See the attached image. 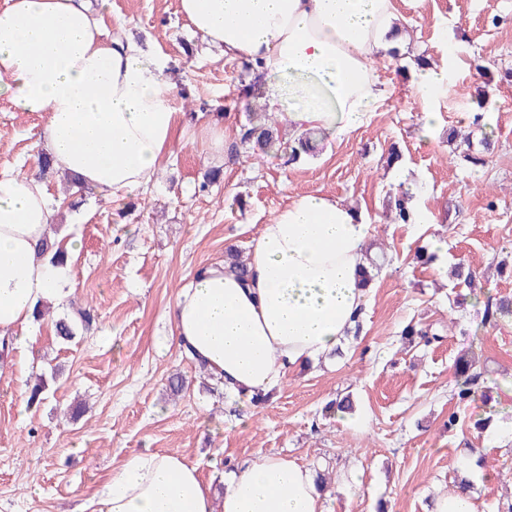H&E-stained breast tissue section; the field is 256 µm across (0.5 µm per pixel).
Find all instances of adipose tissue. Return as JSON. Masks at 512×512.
I'll list each match as a JSON object with an SVG mask.
<instances>
[{
  "instance_id": "1",
  "label": "adipose tissue",
  "mask_w": 512,
  "mask_h": 512,
  "mask_svg": "<svg viewBox=\"0 0 512 512\" xmlns=\"http://www.w3.org/2000/svg\"><path fill=\"white\" fill-rule=\"evenodd\" d=\"M194 32L253 64L268 112L302 134L362 126L385 88L376 60L404 19L396 0H179ZM169 62L136 42L106 41L88 0H7L0 8V96L43 119L56 169L119 199L153 183L185 113L171 104ZM292 108H284V101ZM60 203L22 169L0 171V338L28 343L42 306L61 300L68 267L39 245ZM368 224L340 199L296 196L261 226L239 277L206 267L176 294L172 341L247 404L288 372L331 358L366 307L359 283ZM92 512H326L316 473L258 452L215 495L198 465L129 453L95 491Z\"/></svg>"
}]
</instances>
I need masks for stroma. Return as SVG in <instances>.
<instances>
[{
    "label": "stroma",
    "instance_id": "stroma-1",
    "mask_svg": "<svg viewBox=\"0 0 512 512\" xmlns=\"http://www.w3.org/2000/svg\"><path fill=\"white\" fill-rule=\"evenodd\" d=\"M406 34L399 58L380 59L387 95L360 128L339 139L317 138L302 161L287 152L261 157L241 145L216 162L194 129H186L154 184L122 200L72 193L62 175L46 179L52 197L73 196L56 223L78 234L69 256L67 299L51 306L35 341L13 352L12 374L0 375V512H79L112 467L130 451L174 453L199 465L223 492L232 463L264 449L321 470L327 512H429L435 496L472 483L477 512L512 502V440L484 431H450L452 364L463 350L478 359L489 397L472 417L512 423V317L481 326V303L512 297V275L497 263L512 255V0H396ZM149 53L165 54L178 112L224 114L229 127L247 122L240 89L244 62L195 34L179 0H106L105 33L117 20ZM428 58L447 69L452 85L433 102L431 142L419 127L422 103L405 58ZM488 110L492 153L469 167L448 143L449 130L472 131L478 101ZM39 114L17 111L0 96V170L38 172ZM398 146L402 159L386 158ZM218 181L205 184L212 168ZM410 188L421 224H390L389 195ZM320 191L361 211L366 245L387 252L367 296L363 328L331 362L288 374L248 425L235 424L224 388L171 344L167 315L179 288L228 249L249 253L262 224L290 198ZM444 244L436 261L415 258L422 245ZM465 260L478 275L475 291L454 286L446 270ZM92 315L82 323V311ZM78 325L61 342L55 319ZM436 325L441 343L403 348L409 322ZM185 387L171 395L168 379ZM47 381L45 399L27 404V386ZM351 394L352 415H324L337 395Z\"/></svg>",
    "mask_w": 512,
    "mask_h": 512
}]
</instances>
